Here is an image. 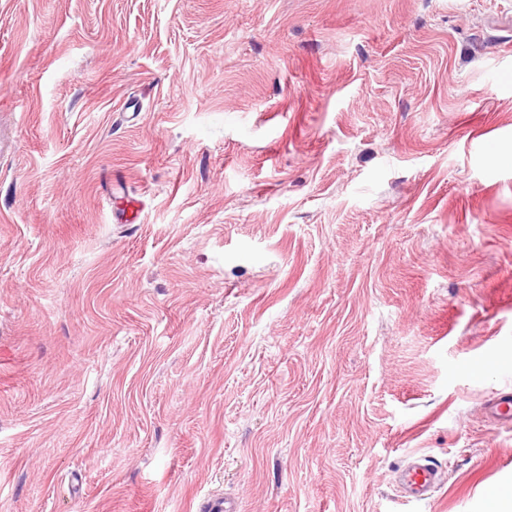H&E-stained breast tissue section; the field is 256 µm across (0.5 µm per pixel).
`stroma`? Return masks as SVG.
<instances>
[{"mask_svg": "<svg viewBox=\"0 0 512 512\" xmlns=\"http://www.w3.org/2000/svg\"><path fill=\"white\" fill-rule=\"evenodd\" d=\"M504 77L512 0H0V512H486ZM396 482L407 502L428 500L441 485L438 465L429 456H417L397 472Z\"/></svg>", "mask_w": 512, "mask_h": 512, "instance_id": "35a3bbf8", "label": "stroma"}]
</instances>
